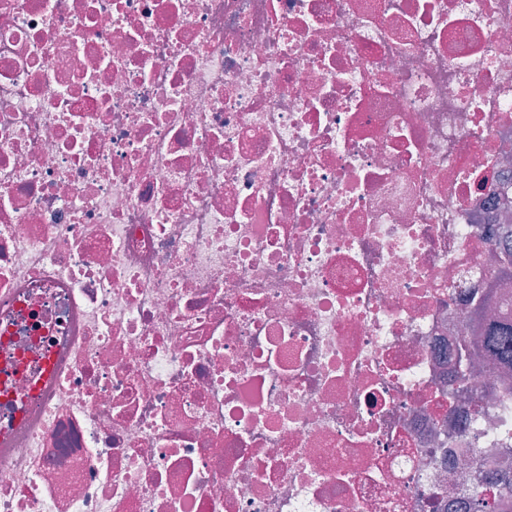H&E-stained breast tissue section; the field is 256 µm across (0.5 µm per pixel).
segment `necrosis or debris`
Listing matches in <instances>:
<instances>
[{"instance_id": "4bbe7bcc", "label": "necrosis or debris", "mask_w": 512, "mask_h": 512, "mask_svg": "<svg viewBox=\"0 0 512 512\" xmlns=\"http://www.w3.org/2000/svg\"><path fill=\"white\" fill-rule=\"evenodd\" d=\"M494 224L512 0H0V512H454Z\"/></svg>"}]
</instances>
